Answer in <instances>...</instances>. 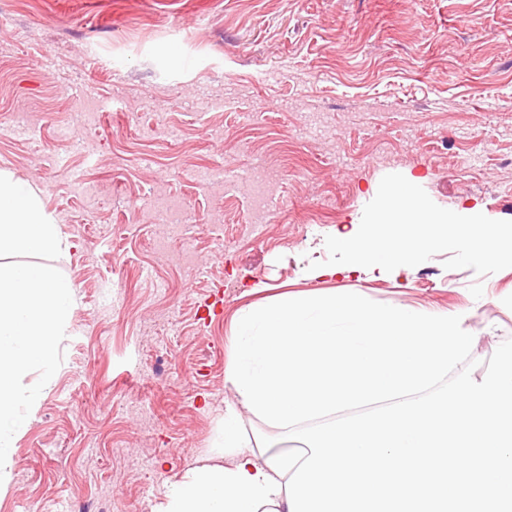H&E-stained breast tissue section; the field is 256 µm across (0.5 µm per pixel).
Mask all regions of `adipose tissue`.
<instances>
[{"label": "adipose tissue", "mask_w": 512, "mask_h": 512, "mask_svg": "<svg viewBox=\"0 0 512 512\" xmlns=\"http://www.w3.org/2000/svg\"><path fill=\"white\" fill-rule=\"evenodd\" d=\"M418 183L411 176L374 189L376 201L361 219L368 232L336 230L328 245L343 262L312 266L308 278H397L451 246L474 264L512 266L511 224L485 227L477 206L439 207L419 193ZM72 249L32 186L1 170L0 255L67 258ZM463 322L459 311L374 307L336 292H284L238 310L227 377L239 406L225 412L220 429L227 461L188 470L172 485L163 512H289L285 483L310 449L281 450L250 439L241 413L288 430L391 405L461 361L472 341Z\"/></svg>", "instance_id": "1"}]
</instances>
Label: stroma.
Segmentation results:
<instances>
[{
  "label": "stroma",
  "instance_id": "1",
  "mask_svg": "<svg viewBox=\"0 0 512 512\" xmlns=\"http://www.w3.org/2000/svg\"><path fill=\"white\" fill-rule=\"evenodd\" d=\"M1 113L0 170L76 245L55 264L77 308L0 512H159L222 459L230 321L263 297L464 312L476 379L512 339L504 266L451 250L403 279L305 275L341 262L328 240L391 177L512 221V0H0ZM172 206L185 227L158 241ZM187 240L193 267L162 263Z\"/></svg>",
  "mask_w": 512,
  "mask_h": 512
}]
</instances>
